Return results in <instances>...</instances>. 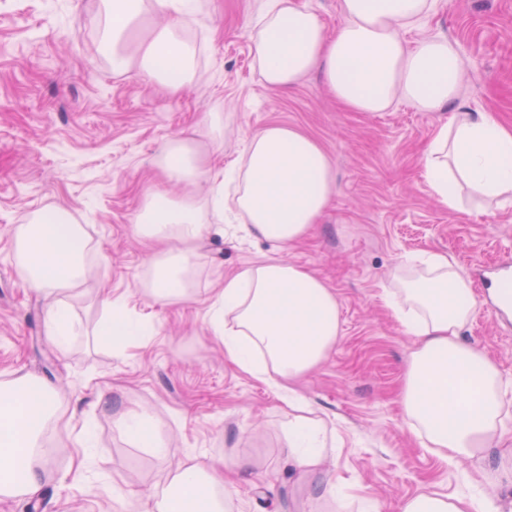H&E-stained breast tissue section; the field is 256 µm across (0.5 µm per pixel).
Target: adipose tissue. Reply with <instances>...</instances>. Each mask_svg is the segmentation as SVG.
Returning a JSON list of instances; mask_svg holds the SVG:
<instances>
[{"label":"adipose tissue","mask_w":512,"mask_h":512,"mask_svg":"<svg viewBox=\"0 0 512 512\" xmlns=\"http://www.w3.org/2000/svg\"><path fill=\"white\" fill-rule=\"evenodd\" d=\"M443 0H338L344 19L328 35L319 17L298 0H266L251 27L254 67L260 81L280 90L321 71L336 101L351 112L376 114L405 102L421 112H444L421 159L425 185L448 209L461 207V188L483 198L512 201V127L494 113L469 111L461 96L462 57L442 37L406 38L424 26ZM204 0H112V67L138 66L169 94L192 79L197 54L186 38L192 15ZM168 23L153 27L156 14ZM153 165L183 192L146 196L137 231L164 242L153 253L144 285L154 298H191L194 249L212 233L213 218L233 212L237 232L273 243L279 250L307 235L329 204L332 164L320 145L297 128L272 123L248 137L230 169L213 167L191 137L176 135L156 152ZM14 259L22 281L51 295L81 285L90 275L80 225L56 210L33 213L13 228ZM411 277L401 279L394 316L417 338L406 366L405 416L430 447L451 461L474 458L498 444L505 425L502 397L512 386L461 332L476 303L471 282L454 258L426 253L405 259ZM209 329L224 342V354L239 369L274 385L288 407L284 432L288 457L300 471L318 474L327 457L328 428L307 414L292 380L317 367L339 335L336 295L321 278L284 258H272L226 277L214 297ZM98 343H137L140 324L120 304L95 332ZM56 407L53 391L36 381L0 384V500L38 491L53 450L43 430ZM139 447L164 456L170 451L151 413L143 408L116 419ZM217 473L201 464L182 466L144 512H224ZM402 512H495L484 500H448L436 491L408 499Z\"/></svg>","instance_id":"ef3b65f1"}]
</instances>
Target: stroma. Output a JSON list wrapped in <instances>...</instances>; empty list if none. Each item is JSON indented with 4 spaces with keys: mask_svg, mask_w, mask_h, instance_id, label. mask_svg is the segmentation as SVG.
<instances>
[{
    "mask_svg": "<svg viewBox=\"0 0 512 512\" xmlns=\"http://www.w3.org/2000/svg\"><path fill=\"white\" fill-rule=\"evenodd\" d=\"M261 0H207L195 20L203 44L198 76L173 96L136 71L113 72L104 33L107 0H0V382L37 380L54 390L45 432L55 452L40 492L0 512H136L183 464L227 465L228 512H312L313 478L288 462L286 407L278 392L229 362L209 329L211 302L225 276L276 256L266 242L211 234L196 249L194 296L159 304L143 290L149 252L135 230L144 197L177 195L150 167L160 144L194 137L216 166H230L250 134L270 123L319 142L336 175L331 204L285 256L336 293L340 333L324 362L293 383L319 418L339 428L324 466L336 480L322 512H401L423 491L459 496L481 490L512 512V392L501 442L448 463L413 436L401 392L416 339L387 305L400 257L453 256L477 299L463 338L512 377V320H496L480 275L512 262V206L483 209L470 192L448 210L427 192L420 161L443 112L401 103L388 112L343 110L318 74L273 90L253 69L250 24ZM454 40L464 61L462 94L471 110L512 126V0H444L409 40ZM224 115V142L204 131ZM59 206L81 224L91 276L64 293L78 334L67 347L46 325L50 297L32 292L14 264V225ZM148 332L140 343L107 347L92 332L113 302ZM109 405L97 406L98 393ZM148 408L172 447L167 456L135 447L113 420ZM96 446L76 451L83 421Z\"/></svg>",
    "mask_w": 512,
    "mask_h": 512,
    "instance_id": "35a3bbf8",
    "label": "stroma"
}]
</instances>
